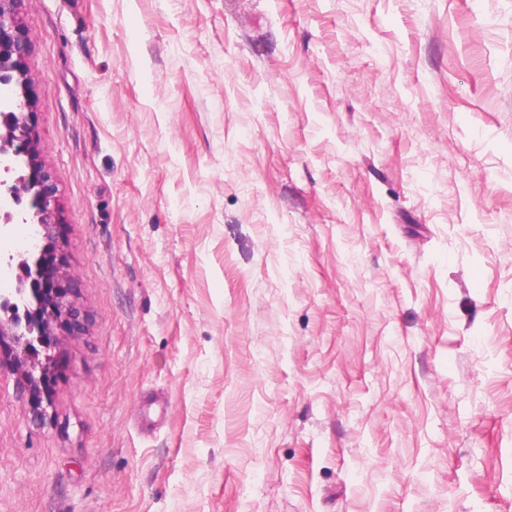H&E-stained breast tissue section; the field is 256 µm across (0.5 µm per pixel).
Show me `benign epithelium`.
<instances>
[{"label": "benign epithelium", "mask_w": 512, "mask_h": 512, "mask_svg": "<svg viewBox=\"0 0 512 512\" xmlns=\"http://www.w3.org/2000/svg\"><path fill=\"white\" fill-rule=\"evenodd\" d=\"M18 0H0V81L16 84L23 90L14 109L0 113V173L11 181L0 179V220L29 225L28 233L19 240L15 264L0 266V271L17 269L38 295L30 314L17 319L0 320V337L12 343V360L0 364V377L12 375L28 391L35 418L46 416L50 398L41 394L47 367L36 359L40 351H49L47 337L58 330L75 336L83 329L84 314L72 299L65 283L70 271L58 256L50 253L49 244L56 236V185L50 173L39 162L34 140L33 104L26 59L31 49L28 33L15 17ZM35 257L28 262V257Z\"/></svg>", "instance_id": "obj_1"}]
</instances>
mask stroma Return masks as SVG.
<instances>
[{"instance_id": "obj_1", "label": "stroma", "mask_w": 512, "mask_h": 512, "mask_svg": "<svg viewBox=\"0 0 512 512\" xmlns=\"http://www.w3.org/2000/svg\"><path fill=\"white\" fill-rule=\"evenodd\" d=\"M55 249L0 512H512V0H21Z\"/></svg>"}]
</instances>
